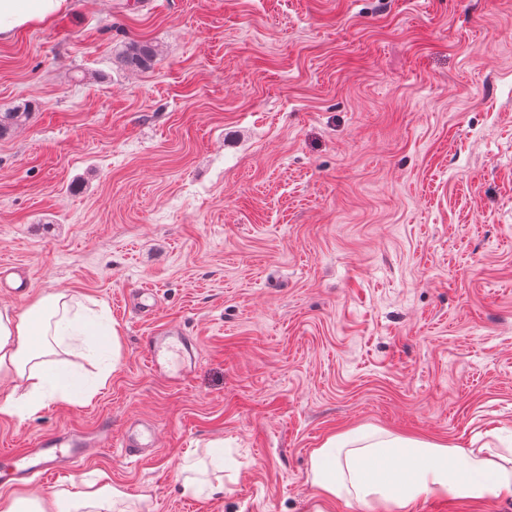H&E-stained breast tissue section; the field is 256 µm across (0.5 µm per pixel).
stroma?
Returning a JSON list of instances; mask_svg holds the SVG:
<instances>
[{"instance_id":"35a3bbf8","label":"stroma","mask_w":512,"mask_h":512,"mask_svg":"<svg viewBox=\"0 0 512 512\" xmlns=\"http://www.w3.org/2000/svg\"><path fill=\"white\" fill-rule=\"evenodd\" d=\"M133 40L156 64L115 59ZM0 262L94 302L118 362L85 403L0 417V450L135 419L34 483L98 480L135 512H311L328 436L505 452L512 438V0H73L0 39ZM159 293L154 318L125 295ZM175 327L194 358L152 370ZM224 440L227 467L206 443ZM224 484L218 498L185 477ZM158 55V48L152 43L135 41L121 52L119 64L128 72H145L153 66ZM147 432L149 434L150 444L142 443V433L130 432V427H126L119 441V447L122 448V455L126 459L134 458L135 461H142L150 456L145 453V448H152V436L154 430L150 425L147 427Z\"/></svg>"}]
</instances>
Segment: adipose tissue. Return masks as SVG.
<instances>
[{
	"instance_id": "adipose-tissue-1",
	"label": "adipose tissue",
	"mask_w": 512,
	"mask_h": 512,
	"mask_svg": "<svg viewBox=\"0 0 512 512\" xmlns=\"http://www.w3.org/2000/svg\"><path fill=\"white\" fill-rule=\"evenodd\" d=\"M71 0H0V38L65 12ZM118 351L120 330L100 328L73 295L51 293L30 308L0 307V417L25 419L49 398L90 400L94 385L72 382L64 359L66 341ZM313 512H333L356 502L366 512H415L430 495L512 499V466L482 448H460L385 431L330 435L311 455ZM124 494L109 485L84 484L68 494H0V512H123Z\"/></svg>"
}]
</instances>
